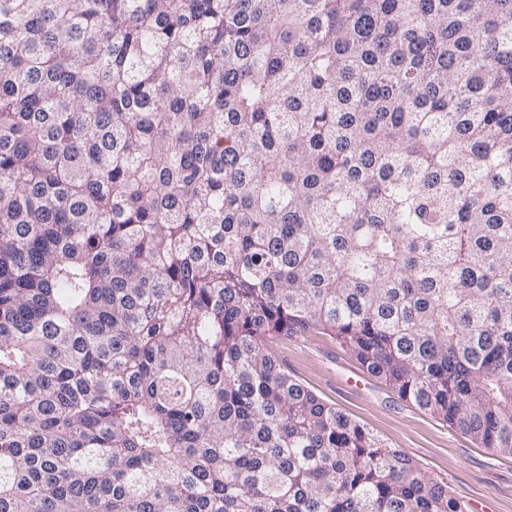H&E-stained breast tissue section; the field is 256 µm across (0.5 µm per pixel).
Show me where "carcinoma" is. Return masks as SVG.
Listing matches in <instances>:
<instances>
[{
  "instance_id": "carcinoma-1",
  "label": "carcinoma",
  "mask_w": 512,
  "mask_h": 512,
  "mask_svg": "<svg viewBox=\"0 0 512 512\" xmlns=\"http://www.w3.org/2000/svg\"><path fill=\"white\" fill-rule=\"evenodd\" d=\"M306 336L512 454V0H0V512H467Z\"/></svg>"
}]
</instances>
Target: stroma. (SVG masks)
Returning a JSON list of instances; mask_svg holds the SVG:
<instances>
[{
	"label": "stroma",
	"instance_id": "35a3bbf8",
	"mask_svg": "<svg viewBox=\"0 0 512 512\" xmlns=\"http://www.w3.org/2000/svg\"><path fill=\"white\" fill-rule=\"evenodd\" d=\"M288 369L392 447L415 459L426 474L447 482L470 512H512V455H499L417 407L401 401L322 337L276 344Z\"/></svg>",
	"mask_w": 512,
	"mask_h": 512
}]
</instances>
